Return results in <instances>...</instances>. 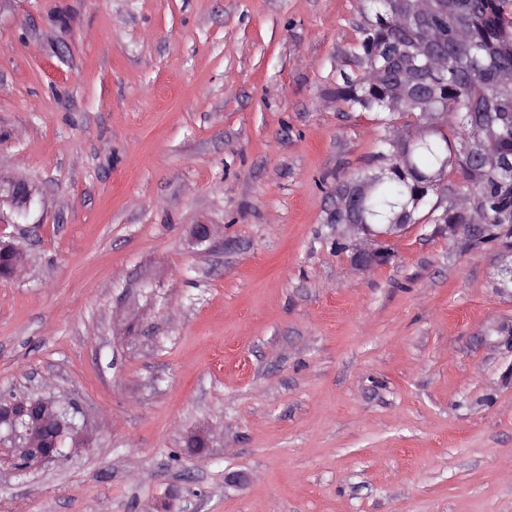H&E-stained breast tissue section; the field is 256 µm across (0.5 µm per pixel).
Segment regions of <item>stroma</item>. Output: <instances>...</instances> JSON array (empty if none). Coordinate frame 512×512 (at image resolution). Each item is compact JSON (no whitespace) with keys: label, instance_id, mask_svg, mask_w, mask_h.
<instances>
[{"label":"stroma","instance_id":"35a3bbf8","mask_svg":"<svg viewBox=\"0 0 512 512\" xmlns=\"http://www.w3.org/2000/svg\"><path fill=\"white\" fill-rule=\"evenodd\" d=\"M366 0H0V392L80 447L0 512H512V255L425 220L361 270L386 167ZM211 228L198 240L196 225ZM5 194V196L3 195ZM6 199L15 209L27 210L31 202V192L25 183L11 182L5 186L0 181V202ZM0 253L11 258V263H9V259L6 256L2 257L3 263H0V275L4 274V269L9 265L10 278L19 275L26 265V254L24 251L15 245L4 244L0 241ZM354 263L359 267L384 265L388 262L390 254L385 247L378 248H352Z\"/></svg>","mask_w":512,"mask_h":512}]
</instances>
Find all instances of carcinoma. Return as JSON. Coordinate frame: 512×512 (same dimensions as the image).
I'll list each match as a JSON object with an SVG mask.
<instances>
[{"mask_svg":"<svg viewBox=\"0 0 512 512\" xmlns=\"http://www.w3.org/2000/svg\"><path fill=\"white\" fill-rule=\"evenodd\" d=\"M360 30L358 76L343 78L336 98L378 115L384 171L360 180V215L380 230L407 212L420 222L437 181L461 176L459 204L438 224H481L512 247V0H368ZM439 52L423 53L429 39ZM418 114L416 131L397 139L398 116ZM451 126L454 139L441 131Z\"/></svg>","mask_w":512,"mask_h":512,"instance_id":"cac0c4a2","label":"carcinoma"}]
</instances>
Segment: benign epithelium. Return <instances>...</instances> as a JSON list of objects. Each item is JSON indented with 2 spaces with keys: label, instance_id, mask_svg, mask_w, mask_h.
I'll list each match as a JSON object with an SVG mask.
<instances>
[{
  "label": "benign epithelium",
  "instance_id": "benign-epithelium-1",
  "mask_svg": "<svg viewBox=\"0 0 512 512\" xmlns=\"http://www.w3.org/2000/svg\"><path fill=\"white\" fill-rule=\"evenodd\" d=\"M7 200L14 208L23 211L31 202L28 186L21 182L7 185L0 182V201ZM359 228L375 241L400 235L408 228L406 224H391L389 230L379 231L370 224ZM0 253L11 258L10 276L20 274L26 265L24 251L0 241ZM390 254L385 247L356 248L354 263L359 267L384 265ZM56 402L40 397L36 400L14 393L0 394V466L6 465L18 471L67 458L79 446L77 433L71 423L53 411Z\"/></svg>",
  "mask_w": 512,
  "mask_h": 512
}]
</instances>
